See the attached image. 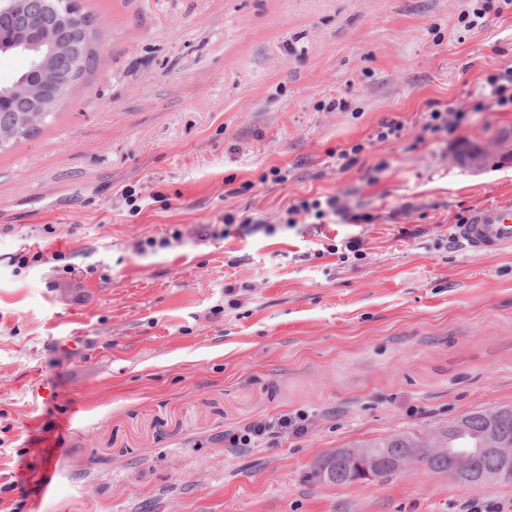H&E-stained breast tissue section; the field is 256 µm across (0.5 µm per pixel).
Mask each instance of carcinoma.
I'll use <instances>...</instances> for the list:
<instances>
[{"label":"carcinoma","mask_w":512,"mask_h":512,"mask_svg":"<svg viewBox=\"0 0 512 512\" xmlns=\"http://www.w3.org/2000/svg\"><path fill=\"white\" fill-rule=\"evenodd\" d=\"M25 2L23 17L28 20L31 33H41L51 27V22L43 14L40 4L35 0ZM16 37L13 21L8 17L0 19V54L12 51L10 45ZM3 89L4 86L0 85V135L6 133L11 136V141L15 142L39 131V126L46 122V119L24 111L26 98L5 93ZM460 421L464 426L460 432L456 430L454 421L434 429L448 448H476L488 436H494L503 443H512V405L472 411L463 415ZM425 435V431L405 430L362 442L358 447L371 449L373 455L380 459V470L377 474L379 480L400 473L393 463V459L400 455L413 458L416 469L421 467L429 472H435L448 465V457L417 452ZM321 460L322 457L319 456L310 465L314 479L334 485L352 484L354 464H339L332 473L327 474L323 472ZM474 464L480 470L498 473L500 482H512V461L507 462L490 450L476 455Z\"/></svg>","instance_id":"1"}]
</instances>
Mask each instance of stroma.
Here are the masks:
<instances>
[{
  "mask_svg": "<svg viewBox=\"0 0 512 512\" xmlns=\"http://www.w3.org/2000/svg\"><path fill=\"white\" fill-rule=\"evenodd\" d=\"M81 4L100 34L96 70L0 152V512L512 501V482L423 469L309 479L327 451L512 404V251L475 257L450 239L512 197L497 140L512 111L473 109L485 77L512 65V12L499 0ZM475 4L484 22L464 30ZM446 108L465 112L458 130L423 132L424 113ZM384 120L403 124L400 140H377ZM465 143L486 147L480 170L456 159ZM330 196L362 222L289 226V206ZM229 212L262 230L225 226ZM352 240L358 254L340 260ZM63 336L77 348L56 346ZM300 410L305 435L224 445L225 431Z\"/></svg>",
  "mask_w": 512,
  "mask_h": 512,
  "instance_id": "35a3bbf8",
  "label": "stroma"
}]
</instances>
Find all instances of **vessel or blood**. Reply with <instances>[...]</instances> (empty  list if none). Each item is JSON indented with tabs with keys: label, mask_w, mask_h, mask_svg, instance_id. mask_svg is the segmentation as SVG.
Returning <instances> with one entry per match:
<instances>
[{
	"label": "vessel or blood",
	"mask_w": 512,
	"mask_h": 512,
	"mask_svg": "<svg viewBox=\"0 0 512 512\" xmlns=\"http://www.w3.org/2000/svg\"><path fill=\"white\" fill-rule=\"evenodd\" d=\"M454 231L456 239L475 255L489 257L512 249V198L477 209Z\"/></svg>",
	"instance_id": "1"
}]
</instances>
